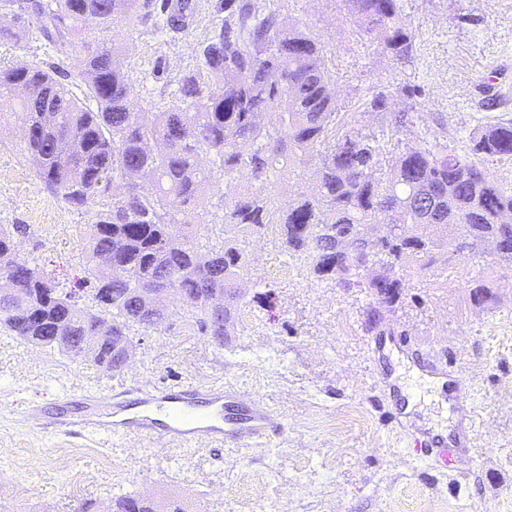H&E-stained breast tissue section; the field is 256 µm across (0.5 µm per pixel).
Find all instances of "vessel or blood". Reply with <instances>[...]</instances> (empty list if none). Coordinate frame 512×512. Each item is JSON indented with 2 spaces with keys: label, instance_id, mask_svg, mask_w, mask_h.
<instances>
[{
  "label": "vessel or blood",
  "instance_id": "1",
  "mask_svg": "<svg viewBox=\"0 0 512 512\" xmlns=\"http://www.w3.org/2000/svg\"><path fill=\"white\" fill-rule=\"evenodd\" d=\"M428 358L431 374L449 377L456 404L471 408L463 377L449 372L446 360L437 353H429ZM90 409V415L83 418L59 417L53 429L73 434L109 432L168 438L186 445L217 438L238 447L258 444L280 430L271 412L256 399L221 384L155 387L143 394L134 411L117 396L104 394L91 403Z\"/></svg>",
  "mask_w": 512,
  "mask_h": 512
}]
</instances>
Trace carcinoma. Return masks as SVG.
Wrapping results in <instances>:
<instances>
[{
    "instance_id": "1",
    "label": "carcinoma",
    "mask_w": 512,
    "mask_h": 512,
    "mask_svg": "<svg viewBox=\"0 0 512 512\" xmlns=\"http://www.w3.org/2000/svg\"><path fill=\"white\" fill-rule=\"evenodd\" d=\"M359 36L396 61L417 51L403 22L404 0H332ZM39 0L33 21L0 40L55 46L48 65L23 58L0 65V122L20 129L23 158L44 187L76 210L92 211L82 260L93 300L68 301L34 261L5 266L20 225L0 224V330L95 367L119 372L135 329H155L170 311L147 307L154 288L172 291L182 318L219 348L247 306L249 237L277 233L286 253L319 278L365 287L386 303L405 288L397 271L443 272L463 253L481 254L502 235L497 254L512 261V187L483 166L512 157V119L474 129L460 154L439 136L396 152L385 132L415 127L414 104L392 108L393 94L372 87L363 112L380 131L345 120L331 88L335 54L306 21H287L262 0H217L224 14L177 81L173 100L137 107L134 71L120 60L116 35L166 15L174 32L195 18V0ZM83 55L70 72L64 61ZM77 143L62 155L58 143ZM210 158L205 168L200 159ZM315 193L284 206L271 176L301 179ZM196 210L198 229L181 236L179 216ZM442 224L451 238L432 237ZM107 512H183L182 503L112 497Z\"/></svg>"
}]
</instances>
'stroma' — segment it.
Here are the masks:
<instances>
[{"label":"stroma","instance_id":"1","mask_svg":"<svg viewBox=\"0 0 512 512\" xmlns=\"http://www.w3.org/2000/svg\"><path fill=\"white\" fill-rule=\"evenodd\" d=\"M274 7L306 20L329 44L341 105L379 81L394 91L418 89L415 131L447 133L460 153L474 127L512 118V0H405L403 21L418 52L402 63L361 39L332 0H275ZM211 18L207 11L176 34L149 23L126 40L140 106L170 99L194 67ZM90 221L43 189L15 125L0 126V224L26 225L20 258H39L49 277L83 298ZM245 249L248 305L224 348L174 315L159 329L136 331L131 361L110 373L0 332V512H74L79 500L104 507L126 492L174 496L186 512H512V263L488 247L440 276L404 270L402 298L388 309L367 289L316 278L277 235L247 239ZM471 280L490 287L488 306L471 302ZM381 326L405 334L413 348L441 347L471 390L475 452L457 469L415 446L418 432L448 426L455 415L421 379L404 378L422 407L418 421L390 425L388 409L399 397L390 377L406 356L390 345L376 350ZM175 383L238 389L284 429L247 448L208 441L187 448L48 427L84 415L87 398L108 390L133 400ZM352 404L363 417L346 416ZM32 409L46 429L26 424Z\"/></svg>","mask_w":512,"mask_h":512}]
</instances>
